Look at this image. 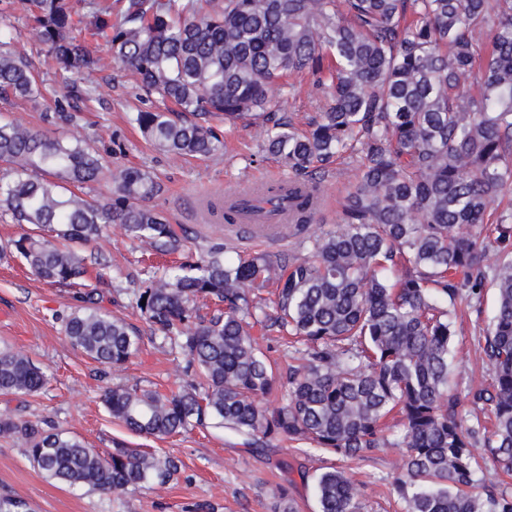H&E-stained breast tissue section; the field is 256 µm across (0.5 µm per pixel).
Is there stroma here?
<instances>
[{"label": "stroma", "instance_id": "obj_1", "mask_svg": "<svg viewBox=\"0 0 512 512\" xmlns=\"http://www.w3.org/2000/svg\"><path fill=\"white\" fill-rule=\"evenodd\" d=\"M0 29L21 44L41 85L36 99H0V121L24 118L33 128L53 137L85 139L105 159L149 170L164 187L152 207L187 235L186 255L196 256L226 242L223 224H201L194 217L199 194L220 195L225 185L287 176L276 158L262 156L249 121L228 127L227 147L207 158L172 160L148 143L130 117L156 106V97L138 90L130 74L112 65L78 78L79 88L96 87L93 100L78 96L55 106L56 64L46 48L29 38L24 0H0ZM102 261L89 264L83 285H49L33 276L19 259H0V347L29 357L47 374L37 393L0 395V409H19L26 419L50 431L77 436L99 452L117 445L151 448L175 457L180 469L165 486H147L120 501L111 496L72 487L47 478L26 452L0 438V501H26L33 512H280L279 488H287L297 512H317L312 480L338 466L336 456L303 455L285 441L260 450L247 447L221 428H196L164 439L139 436L114 421L101 402L105 389L137 385L162 393L176 388L180 356L160 340L144 338L138 353L123 368L99 365L66 340L64 320L81 305L80 293L98 289L102 306L125 317L139 330L145 321L131 306L132 291L148 278L151 268L173 263L170 255L144 252L122 228L107 225L101 242ZM494 311L486 295L480 311H467L453 349L449 383L466 386L487 381L489 372L476 353V334ZM404 448L382 449L371 458L351 464L350 473L365 486L363 512H402L389 495L393 463ZM306 471L308 480L298 477Z\"/></svg>", "mask_w": 512, "mask_h": 512}]
</instances>
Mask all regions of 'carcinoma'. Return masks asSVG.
Listing matches in <instances>:
<instances>
[{
  "label": "carcinoma",
  "mask_w": 512,
  "mask_h": 512,
  "mask_svg": "<svg viewBox=\"0 0 512 512\" xmlns=\"http://www.w3.org/2000/svg\"><path fill=\"white\" fill-rule=\"evenodd\" d=\"M30 35L54 58L62 98L73 76L104 66L102 50L161 105L133 122L175 157L224 148L209 120L250 119L264 151L324 192L337 158L357 163L340 220L326 230L300 206L302 253L231 259L211 248L150 275L133 307L151 337L186 360L167 394L137 385L104 392L129 431L164 438L222 427L250 447L286 439L343 462L389 446L392 490L404 512H512V491L484 482L474 448L512 472V0H30ZM306 74L326 104L309 130L273 116V98ZM0 90L34 97L24 47L0 33ZM176 106L195 117L172 118ZM0 209L35 226L9 255L50 284L100 262L107 224L160 252L187 237L148 202L161 185L141 168L105 160L79 138L50 137L20 119L0 124ZM54 179H49L48 175ZM104 184L85 198L65 186ZM93 246L85 257L79 248ZM495 252V264L486 263ZM496 293L479 330L490 383L448 385L459 306ZM92 290L63 323L91 360L124 366L142 336L99 306ZM217 308L205 315L199 304ZM293 338L298 364L281 376L259 336ZM45 372L0 350V393L38 392ZM278 393L271 405L267 397ZM489 410L490 423L463 410ZM0 438L26 449L47 476L119 499L164 486L177 462L141 448L105 456L17 411H0ZM318 512H362L343 468L315 480Z\"/></svg>",
  "instance_id": "1"
}]
</instances>
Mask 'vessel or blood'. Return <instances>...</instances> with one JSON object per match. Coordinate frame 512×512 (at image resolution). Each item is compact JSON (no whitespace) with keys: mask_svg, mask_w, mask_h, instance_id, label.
<instances>
[{"mask_svg":"<svg viewBox=\"0 0 512 512\" xmlns=\"http://www.w3.org/2000/svg\"><path fill=\"white\" fill-rule=\"evenodd\" d=\"M262 187V182L257 181L225 188V203L235 207V219L225 227L227 233L233 236L245 234L252 240L263 242L287 239L288 207L283 204L272 211L257 209L255 198Z\"/></svg>","mask_w":512,"mask_h":512,"instance_id":"obj_1","label":"vessel or blood"}]
</instances>
